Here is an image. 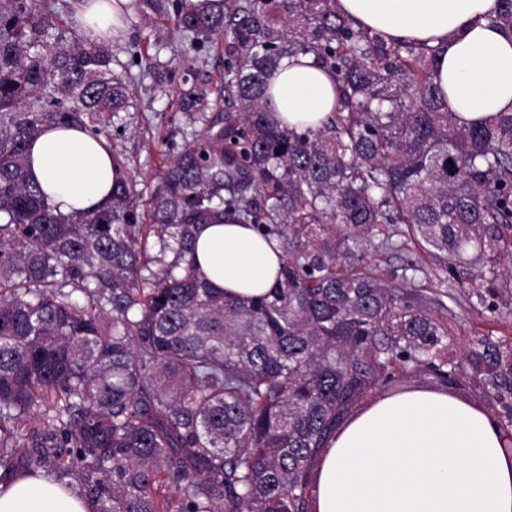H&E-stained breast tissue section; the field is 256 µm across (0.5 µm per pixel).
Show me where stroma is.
<instances>
[{"label":"stroma","mask_w":512,"mask_h":512,"mask_svg":"<svg viewBox=\"0 0 512 512\" xmlns=\"http://www.w3.org/2000/svg\"><path fill=\"white\" fill-rule=\"evenodd\" d=\"M113 54L132 75V105L125 114V132L114 144L126 158L140 186H155L166 159L175 156L188 142L187 124L179 108L177 91L181 73L156 82L145 71L147 60L155 58L176 64L177 56L189 50V40L179 34L171 18L152 12L132 15L118 37L110 42ZM411 259L423 268L416 286L438 300L437 311L453 336L469 344L490 336L512 347V282L501 283L486 303L477 295L485 283L476 277H454L420 255L414 244L398 252H374L370 260L381 274L391 276L404 260Z\"/></svg>","instance_id":"35a3bbf8"}]
</instances>
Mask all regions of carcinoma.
<instances>
[{"instance_id":"1","label":"carcinoma","mask_w":512,"mask_h":512,"mask_svg":"<svg viewBox=\"0 0 512 512\" xmlns=\"http://www.w3.org/2000/svg\"><path fill=\"white\" fill-rule=\"evenodd\" d=\"M174 16L227 58V104L180 91L201 125L149 199L112 129L131 106L112 49L47 0H0V485L73 475L93 512H312L328 440L361 404L426 380L502 405L512 348L487 336L455 359L447 325L368 251L396 224L452 272L512 280V113L459 124L438 49L388 43L337 0H129ZM311 55L338 84L321 126L274 122L267 76ZM78 125L109 142L103 206L57 213L26 173L30 142ZM277 243L272 290L226 296L197 268L218 217Z\"/></svg>"}]
</instances>
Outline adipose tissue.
Instances as JSON below:
<instances>
[{
    "instance_id": "adipose-tissue-1",
    "label": "adipose tissue",
    "mask_w": 512,
    "mask_h": 512,
    "mask_svg": "<svg viewBox=\"0 0 512 512\" xmlns=\"http://www.w3.org/2000/svg\"><path fill=\"white\" fill-rule=\"evenodd\" d=\"M499 0H338L339 10L389 42L441 47L439 84L448 109L470 124L512 112V33L493 26ZM268 86L274 117L316 127L336 106V81L311 58L286 59ZM28 176L64 215L106 200L112 159L104 138L55 128L30 148ZM201 272L225 294L256 297L277 281V252L253 227L204 225ZM508 435L480 407L453 394L414 389L358 412L319 461L316 512H512ZM66 485L28 477L0 493V512H91Z\"/></svg>"
}]
</instances>
